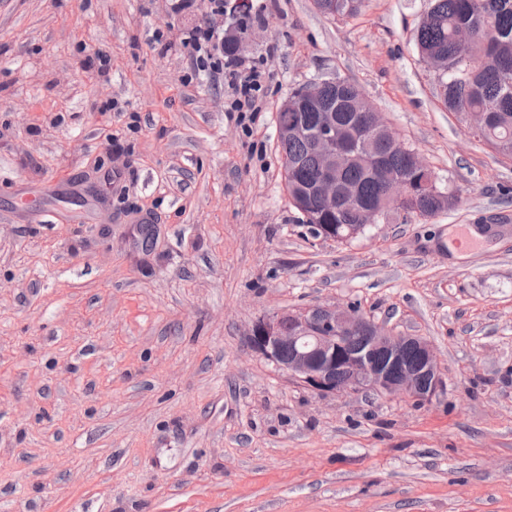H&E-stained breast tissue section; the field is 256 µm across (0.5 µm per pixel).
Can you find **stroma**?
Returning <instances> with one entry per match:
<instances>
[{
    "instance_id": "1",
    "label": "stroma",
    "mask_w": 512,
    "mask_h": 512,
    "mask_svg": "<svg viewBox=\"0 0 512 512\" xmlns=\"http://www.w3.org/2000/svg\"><path fill=\"white\" fill-rule=\"evenodd\" d=\"M249 2L274 78L241 118L181 44L228 16L0 0V512H512V160L440 100L431 0ZM334 78L454 209L347 243L302 222L276 115ZM318 303L426 338L445 392L321 395L249 348ZM362 2L363 0H315L322 14L332 16H354L359 12Z\"/></svg>"
}]
</instances>
